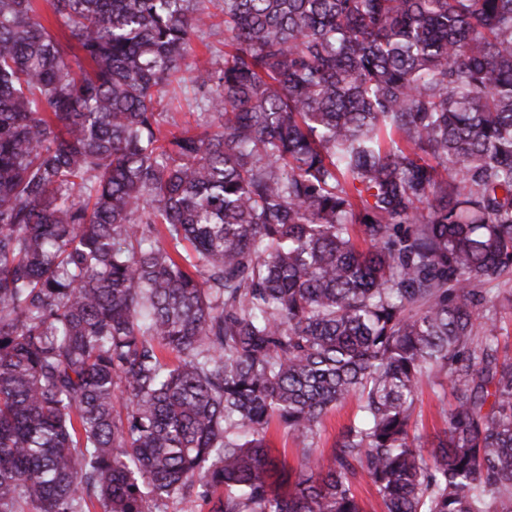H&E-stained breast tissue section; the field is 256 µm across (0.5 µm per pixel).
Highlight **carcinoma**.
<instances>
[{"label":"carcinoma","instance_id":"obj_1","mask_svg":"<svg viewBox=\"0 0 512 512\" xmlns=\"http://www.w3.org/2000/svg\"><path fill=\"white\" fill-rule=\"evenodd\" d=\"M207 1L0 0V512H512V0ZM510 287H512V283H509L505 286H501L500 288H492L488 290V296L491 298L492 302H490L488 306L483 309V316H481L478 321L482 327H489L491 325V322L487 319V317H491L492 315L495 314V312H497L496 317L498 319V325L502 324L504 327H508L509 332H511L512 334V321H510V310L506 311L503 310V308L501 307L502 297L504 295H507L509 291L512 292V288ZM499 319L502 322H499ZM422 402L418 405L416 413L420 411L417 422V432L427 435L430 439L443 435L446 425V413L448 412L452 397L448 395V385L444 383V390L438 385V381L428 383L423 379ZM356 412L355 403L348 401L343 406L330 410L324 417L320 438L317 439L318 448L324 457L331 456L333 449L336 448L341 429L354 418ZM272 454L285 462L287 468H296L298 465L299 448H302L296 435L287 434L272 426L270 430ZM161 512H210L211 505L180 498H164L158 502Z\"/></svg>","mask_w":512,"mask_h":512}]
</instances>
